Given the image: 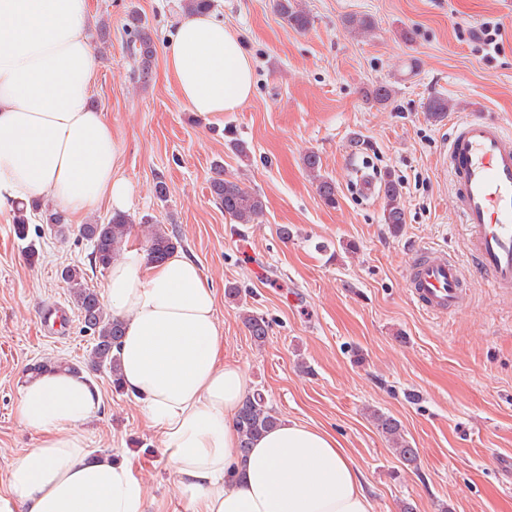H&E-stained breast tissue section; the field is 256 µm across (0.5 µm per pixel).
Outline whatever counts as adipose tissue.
<instances>
[{"mask_svg": "<svg viewBox=\"0 0 512 512\" xmlns=\"http://www.w3.org/2000/svg\"><path fill=\"white\" fill-rule=\"evenodd\" d=\"M88 0H0V211L47 197L69 214L101 201L127 208L120 144L88 105L96 62ZM165 69L194 112L219 118L253 94V62L237 36L207 12L182 13ZM104 299L124 320L125 392L158 434L189 512H374L360 470L331 434L283 419L238 451L235 417L251 389L224 359L217 296L182 251L159 264L127 247ZM85 379L50 371L25 381L16 413L39 433L11 463L0 512H147L139 466L91 456L80 426L101 407Z\"/></svg>", "mask_w": 512, "mask_h": 512, "instance_id": "obj_1", "label": "adipose tissue"}]
</instances>
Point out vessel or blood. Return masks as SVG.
I'll use <instances>...</instances> for the list:
<instances>
[{
	"label": "vessel or blood",
	"instance_id": "1",
	"mask_svg": "<svg viewBox=\"0 0 512 512\" xmlns=\"http://www.w3.org/2000/svg\"><path fill=\"white\" fill-rule=\"evenodd\" d=\"M444 167L455 213L473 248V265L490 288L512 295V130L479 117L455 121ZM406 288L420 310L445 315L469 294L463 266L446 252L416 250L406 271Z\"/></svg>",
	"mask_w": 512,
	"mask_h": 512
}]
</instances>
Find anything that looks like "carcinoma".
I'll use <instances>...</instances> for the list:
<instances>
[{"label":"carcinoma","mask_w":512,"mask_h":512,"mask_svg":"<svg viewBox=\"0 0 512 512\" xmlns=\"http://www.w3.org/2000/svg\"><path fill=\"white\" fill-rule=\"evenodd\" d=\"M276 9L282 21L292 28L302 31L309 27V15L294 6V0H276ZM132 39L127 41L130 55L138 61L137 80L143 84L152 78V64L156 53V44L152 32L137 13L130 15ZM432 119L441 121L447 116L448 100L442 97L429 99L425 106ZM305 169L316 181L317 191L327 206L336 204V185L333 180L321 174V158L311 151L303 159ZM384 200V221L395 230L405 223V210L402 203L400 185L390 173L382 176L380 181ZM209 190L215 204L224 210L231 220L237 224H252L263 213L265 203L262 196L247 187L239 180L224 177V167H214L209 181ZM27 204L16 206L13 233L20 241L27 242L28 259L36 262L39 257L35 243L29 241L30 224L26 216ZM134 220L126 213H115L105 223L98 221L82 224L79 236L92 244L90 253V269L101 272L109 269L112 262L133 230ZM46 230L56 236L64 237L68 232L65 216L58 211L45 214ZM182 245L181 239L174 233L158 224L148 225L145 235V252L148 260L159 262L169 253ZM61 280L66 284L73 304L81 318L82 332L89 335L93 346L85 362V369L94 373L101 370L107 372L115 390H122L119 376L118 351L124 336L123 323L112 318L96 289L87 282L89 275L79 265L66 266L61 270ZM244 324L249 335L256 342L265 341L269 332V322L265 318L247 314ZM50 370L67 371L74 375L82 374V368L61 358L36 362L28 367L30 377L34 378ZM372 421L377 430L392 443L396 456L409 465L415 463L418 449L411 446L404 437L402 424L395 417L379 411L371 413ZM279 421L276 412L267 406L260 393L246 396L236 418L240 433V450L248 452L252 442Z\"/></svg>","instance_id":"obj_1"}]
</instances>
